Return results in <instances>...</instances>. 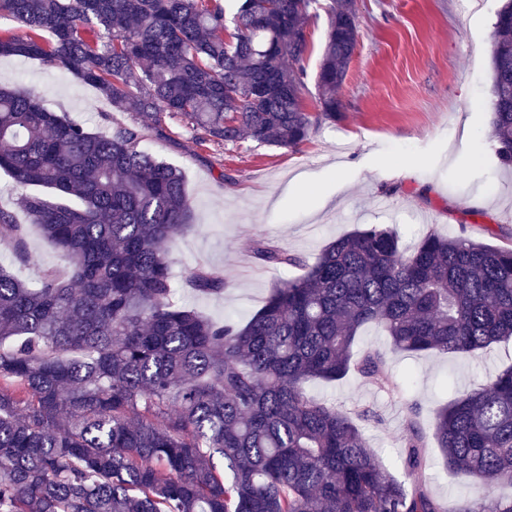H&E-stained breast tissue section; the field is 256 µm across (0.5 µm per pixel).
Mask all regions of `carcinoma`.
<instances>
[{"mask_svg":"<svg viewBox=\"0 0 512 512\" xmlns=\"http://www.w3.org/2000/svg\"><path fill=\"white\" fill-rule=\"evenodd\" d=\"M328 25L305 112L306 25ZM25 29L0 56L38 58L96 86L163 133L161 115L203 141L296 147L341 112L359 43L357 0H242L225 34L221 0H0ZM498 162L512 165V0L491 49ZM134 127L92 132L0 81V170L21 208L69 260L36 284L0 267V512H441L427 486L432 437L448 470L484 494L460 512H512V365L456 393L426 430L409 407L396 478L370 447L368 410L308 395L354 372L394 386L385 353L354 356L376 326L395 350L474 353L512 339V243L421 236L369 224L311 264L263 239L254 257L304 269L244 324L173 301L170 248L191 230L182 171ZM28 229L0 209V246L22 258ZM192 287L224 291L199 269Z\"/></svg>","mask_w":512,"mask_h":512,"instance_id":"obj_1","label":"carcinoma"}]
</instances>
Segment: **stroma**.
I'll list each match as a JSON object with an SVG mask.
<instances>
[{
  "mask_svg": "<svg viewBox=\"0 0 512 512\" xmlns=\"http://www.w3.org/2000/svg\"><path fill=\"white\" fill-rule=\"evenodd\" d=\"M501 5L485 0L476 10L465 0H358L360 42L338 91L343 110L336 120L314 124L295 148L248 139L202 142L167 117L164 134H157L136 113L114 109L92 85L37 59L0 57V77L89 130L139 127L143 148L182 170L194 227L170 251L174 300L217 322L230 316L244 323L276 283L298 274L255 260L251 248L261 238L309 262L329 242L369 224L390 225L409 246L429 231L512 242V170L500 166L489 142L491 46ZM326 29L325 13L311 16L304 91L311 113L321 110L315 83ZM299 176L310 193L303 207L288 199ZM20 196L0 171V207L28 227L26 259L1 248L0 267L33 282L44 269H66L67 260L30 225ZM199 268L223 275L224 291L194 290L189 280ZM369 349L386 352L395 392L356 375L315 380L306 390L342 411L375 412L362 427L397 476L410 404L419 405L421 423L429 424L448 391L468 389L512 362V341L472 355L409 356L392 350L375 328L354 352ZM426 455L428 488L443 512L474 498L470 478L448 473L436 443L428 444Z\"/></svg>",
  "mask_w": 512,
  "mask_h": 512,
  "instance_id": "obj_1",
  "label": "stroma"
}]
</instances>
